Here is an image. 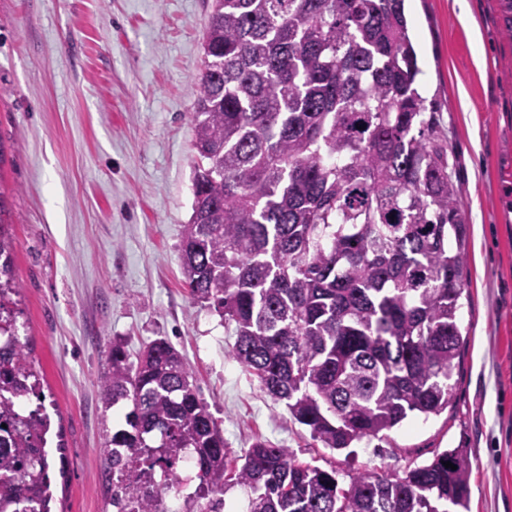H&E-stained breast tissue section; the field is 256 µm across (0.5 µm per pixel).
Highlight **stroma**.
Segmentation results:
<instances>
[{
	"instance_id": "obj_1",
	"label": "stroma",
	"mask_w": 512,
	"mask_h": 512,
	"mask_svg": "<svg viewBox=\"0 0 512 512\" xmlns=\"http://www.w3.org/2000/svg\"><path fill=\"white\" fill-rule=\"evenodd\" d=\"M467 3L468 24L458 0L406 3L467 224L452 403L336 451L232 359V328L184 283L192 83L211 0H0V198L19 338L44 379L51 512H113L97 457L131 405L105 408L99 378L113 342L134 355L160 337L182 354L231 457L265 439L346 485L464 448L470 512H512V37L500 0Z\"/></svg>"
}]
</instances>
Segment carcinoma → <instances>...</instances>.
<instances>
[{"mask_svg":"<svg viewBox=\"0 0 512 512\" xmlns=\"http://www.w3.org/2000/svg\"><path fill=\"white\" fill-rule=\"evenodd\" d=\"M405 0H212L194 79L193 200L181 265L194 299L234 325L232 357L323 447L386 436L448 409L462 344L467 225ZM0 200V512H47L39 374L18 338L15 239ZM114 448L185 449L196 495L249 490L246 512H469L471 464L443 450L404 475L336 472L258 442L242 463L165 338L112 344ZM451 462L457 469L444 466Z\"/></svg>","mask_w":512,"mask_h":512,"instance_id":"cac0c4a2","label":"carcinoma"}]
</instances>
